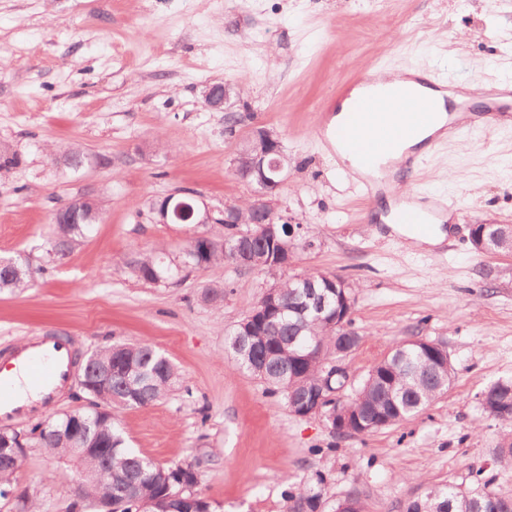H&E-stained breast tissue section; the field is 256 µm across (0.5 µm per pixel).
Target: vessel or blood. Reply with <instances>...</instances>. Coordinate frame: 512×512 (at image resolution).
Instances as JSON below:
<instances>
[{"mask_svg":"<svg viewBox=\"0 0 512 512\" xmlns=\"http://www.w3.org/2000/svg\"><path fill=\"white\" fill-rule=\"evenodd\" d=\"M374 83L372 76H359L357 84L364 92L352 101L349 111L339 122L323 120L317 126L325 145L337 154L355 158L367 171V178L359 183L367 194L372 191L374 174L391 165L392 155H399L408 170L420 169V157L401 152L400 146L422 135L437 113L434 101L421 91L422 85H435V78L403 73L378 92L373 89ZM510 123L512 110L494 97L483 109L448 114L444 125L427 137V142L433 146L465 129H489ZM448 209L446 199L412 195L395 206L390 221L424 238L433 231L435 219ZM79 365L77 337L52 329L1 347L0 420L25 414L36 404L53 402L67 388Z\"/></svg>","mask_w":512,"mask_h":512,"instance_id":"1","label":"vessel or blood"}]
</instances>
